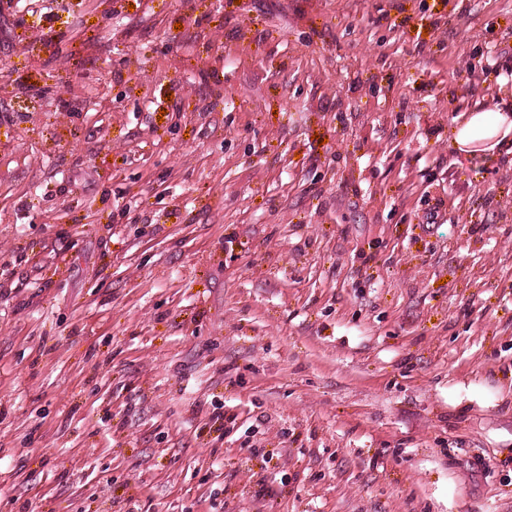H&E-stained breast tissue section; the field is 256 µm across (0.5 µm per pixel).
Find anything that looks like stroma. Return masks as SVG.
<instances>
[{"mask_svg":"<svg viewBox=\"0 0 512 512\" xmlns=\"http://www.w3.org/2000/svg\"><path fill=\"white\" fill-rule=\"evenodd\" d=\"M0 67V512H512V0H0ZM490 112H474L465 120L463 128L456 139L457 145L462 149L472 141L473 134L488 122ZM467 150V149H466Z\"/></svg>","mask_w":512,"mask_h":512,"instance_id":"35a3bbf8","label":"stroma"}]
</instances>
